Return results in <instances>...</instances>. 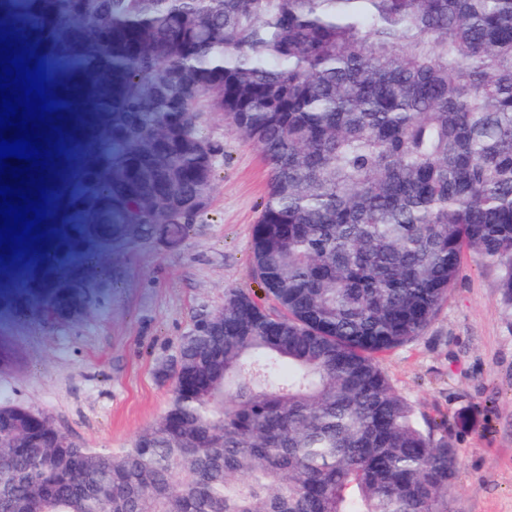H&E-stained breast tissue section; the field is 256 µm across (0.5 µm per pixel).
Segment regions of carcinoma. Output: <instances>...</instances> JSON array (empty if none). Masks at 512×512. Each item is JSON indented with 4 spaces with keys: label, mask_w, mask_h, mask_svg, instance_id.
I'll return each mask as SVG.
<instances>
[{
    "label": "carcinoma",
    "mask_w": 512,
    "mask_h": 512,
    "mask_svg": "<svg viewBox=\"0 0 512 512\" xmlns=\"http://www.w3.org/2000/svg\"><path fill=\"white\" fill-rule=\"evenodd\" d=\"M44 59L70 223L172 243L206 214L219 112L270 186L259 299L193 322L167 408L126 448H59L0 404V512H448L459 456L377 355L428 326L463 252L512 302V0H0ZM69 151L47 173L64 176ZM45 317L96 304L46 292Z\"/></svg>",
    "instance_id": "obj_1"
}]
</instances>
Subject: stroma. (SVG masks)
<instances>
[{"mask_svg": "<svg viewBox=\"0 0 512 512\" xmlns=\"http://www.w3.org/2000/svg\"><path fill=\"white\" fill-rule=\"evenodd\" d=\"M207 133L224 140L209 210L176 244L161 235L94 249L66 221L81 160L58 185L56 210L36 252L0 265V403L46 415L81 445L122 448L165 410L157 376L195 315L219 310L229 290L259 293L251 229L268 190L261 152L212 114ZM92 253L98 303L80 321L48 323L23 299L70 275L75 251ZM395 392L420 421L444 425L460 466L448 512H512V303L497 271L464 253L459 275L429 325L380 357Z\"/></svg>", "mask_w": 512, "mask_h": 512, "instance_id": "obj_1", "label": "stroma"}]
</instances>
